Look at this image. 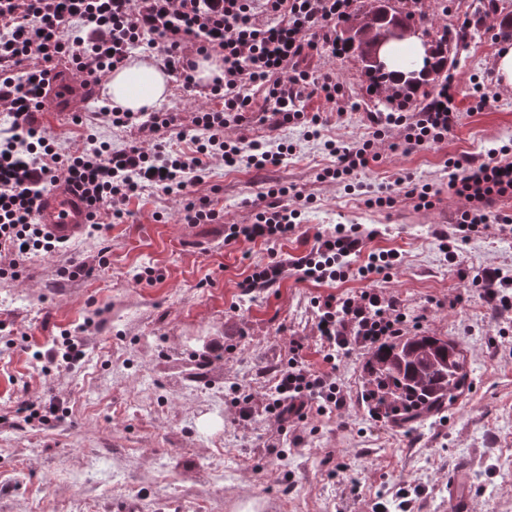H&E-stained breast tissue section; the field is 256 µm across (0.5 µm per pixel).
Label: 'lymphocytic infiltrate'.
Returning <instances> with one entry per match:
<instances>
[{
  "mask_svg": "<svg viewBox=\"0 0 512 512\" xmlns=\"http://www.w3.org/2000/svg\"><path fill=\"white\" fill-rule=\"evenodd\" d=\"M354 0H0V109L10 118L12 134L0 140V257L23 258L52 252L59 245L39 224L47 188L65 183L92 209L116 219L144 188L187 197L182 215L189 224H209L219 216L210 200L191 198L211 161L228 166L246 164L261 172L278 166L284 146L266 138L224 136L226 128L245 123L257 112L259 123L278 130L302 125L322 126L321 113L304 111L305 100L336 105L344 100L335 73L311 64L317 44L336 45V23L350 15ZM154 50L164 68L189 95L198 93L195 58L216 54L222 74L209 89L210 107L183 113L172 108L126 112L100 107L87 120L116 130L131 129L132 139L120 149L87 138L70 152L50 142L35 114L43 107L46 62L64 58L75 72L104 77L127 62L134 50ZM454 76H445L428 102L410 111V98L391 96V112L368 113V133L351 144H329L335 158L323 178L351 176L366 168L374 145L389 129H399L405 150L445 141L459 121L454 104ZM75 116V124H82ZM189 141L177 150L173 141ZM448 186L469 203L456 220L461 237L489 225L512 226V216L496 204L512 197V150L480 160L467 154L448 160ZM250 224L228 225L225 245L242 241L273 243L300 226L301 210L283 204L278 190L265 194ZM358 227L336 225L316 233L314 244L296 260L272 258L254 266L242 281L245 291L270 288L287 273L299 280L336 283L358 274L362 278L395 267L399 254L389 250L364 254ZM366 262L352 267L358 257ZM463 287H480L481 298L500 310L512 308V279L501 269L475 271L457 266ZM323 367L306 360L302 343L288 346L286 365L274 378L264 406L278 422L324 415L341 409L346 396L336 379V359L351 351L403 335L407 314L395 295L370 287L352 294L314 298Z\"/></svg>",
  "mask_w": 512,
  "mask_h": 512,
  "instance_id": "obj_1",
  "label": "lymphocytic infiltrate"
}]
</instances>
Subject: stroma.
<instances>
[{"mask_svg":"<svg viewBox=\"0 0 512 512\" xmlns=\"http://www.w3.org/2000/svg\"><path fill=\"white\" fill-rule=\"evenodd\" d=\"M456 0H393L400 11L426 13L432 29L469 25L452 69L458 126L441 144L404 152L389 133L378 157L348 179L320 180L332 165L327 142L362 136L363 113L327 115L319 136L300 126L230 127L226 137H270L292 155L256 175L246 165L213 163L195 196L209 197L220 218L188 224L182 198L153 188L133 198L123 221L94 236L73 237L68 248L29 256L0 276V512H448V479L466 463L463 485L480 512H512V318L463 290L435 231L454 224L466 206L448 189V159L467 151L487 157L512 145V85L496 73V59L512 39H491L479 0L457 13ZM314 62L336 73L347 93L371 79L352 54L314 52ZM487 86L488 105L476 109L474 89ZM39 124L77 150L87 135L122 147L127 133L100 124L87 130L68 115L42 110ZM435 190L432 208L418 207L398 177ZM301 193L298 236L270 244H224V227L254 221L266 187ZM389 194L388 207L373 198ZM337 224L375 230L370 252L395 250L396 269L375 285L398 296L418 332L445 336L464 350L471 385L425 423L406 429L373 416L361 398L362 355L341 359L336 375L346 393L335 413L276 422L265 415L241 421L235 397L262 402L288 355L290 341L318 362L314 297L355 292L366 282L336 284L287 275L273 288L243 291L253 266L271 256L304 251L303 237ZM467 267L495 266L512 278V234L490 228L457 241ZM84 266L75 279L60 271ZM152 279L136 281L144 268ZM83 326L85 356L66 367L32 359L30 345L47 349L64 331ZM207 368H200L201 360ZM56 397L62 420L34 416ZM411 492L402 510L399 489Z\"/></svg>","mask_w":512,"mask_h":512,"instance_id":"35a3bbf8","label":"stroma"}]
</instances>
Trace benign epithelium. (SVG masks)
<instances>
[{
    "mask_svg": "<svg viewBox=\"0 0 512 512\" xmlns=\"http://www.w3.org/2000/svg\"><path fill=\"white\" fill-rule=\"evenodd\" d=\"M390 18L386 0H378L375 10L344 29V36L352 42L368 44V51L363 59L370 70L387 72L392 68L393 51L397 44L419 40V59L421 63L430 62L433 52L431 44L423 38L421 29L410 23L394 20L381 35H373L374 26L380 18Z\"/></svg>",
    "mask_w": 512,
    "mask_h": 512,
    "instance_id": "obj_1",
    "label": "benign epithelium"
}]
</instances>
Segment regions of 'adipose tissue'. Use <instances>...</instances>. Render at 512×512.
<instances>
[{"mask_svg":"<svg viewBox=\"0 0 512 512\" xmlns=\"http://www.w3.org/2000/svg\"><path fill=\"white\" fill-rule=\"evenodd\" d=\"M170 79L154 57L143 54L130 58L111 73L107 83L110 103L129 112L150 109L163 99Z\"/></svg>","mask_w":512,"mask_h":512,"instance_id":"obj_1","label":"adipose tissue"}]
</instances>
